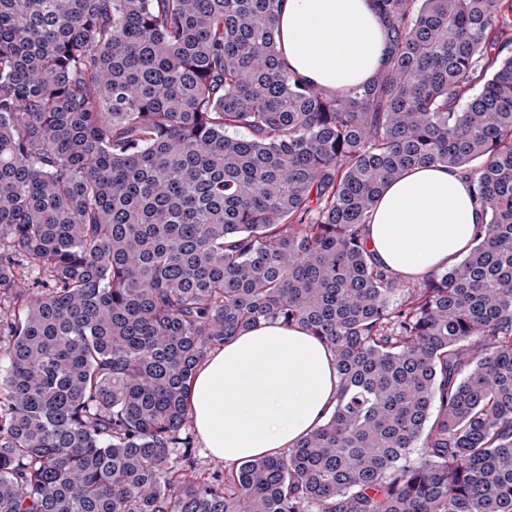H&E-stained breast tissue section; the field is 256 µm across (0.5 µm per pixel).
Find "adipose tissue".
Listing matches in <instances>:
<instances>
[{"mask_svg":"<svg viewBox=\"0 0 512 512\" xmlns=\"http://www.w3.org/2000/svg\"><path fill=\"white\" fill-rule=\"evenodd\" d=\"M275 39L287 70L332 90L367 82L387 58V29L373 0H283ZM484 221L468 181L439 164L390 183L367 236L379 263L423 277L466 255ZM337 389L334 358L323 343L302 328L263 323L201 363L189 405L205 448L239 463L294 446L332 413Z\"/></svg>","mask_w":512,"mask_h":512,"instance_id":"obj_1","label":"adipose tissue"}]
</instances>
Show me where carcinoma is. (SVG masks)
Instances as JSON below:
<instances>
[{"label": "carcinoma", "instance_id": "obj_1", "mask_svg": "<svg viewBox=\"0 0 512 512\" xmlns=\"http://www.w3.org/2000/svg\"><path fill=\"white\" fill-rule=\"evenodd\" d=\"M281 2L0 0V512H512V0H374L346 90L284 68ZM437 164L487 221L402 281L364 228ZM262 322L336 406L197 478L194 372Z\"/></svg>", "mask_w": 512, "mask_h": 512}]
</instances>
